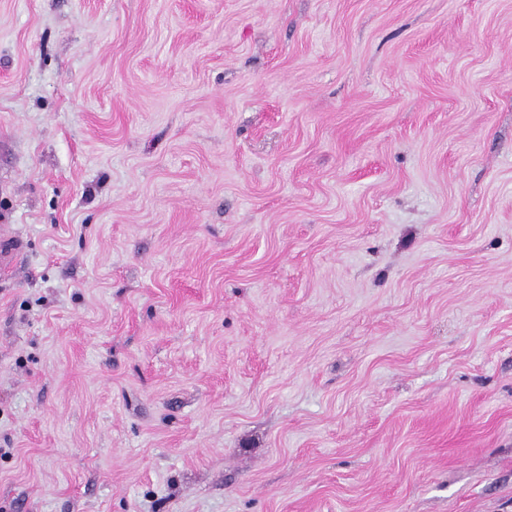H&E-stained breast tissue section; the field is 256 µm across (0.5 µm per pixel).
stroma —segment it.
Returning <instances> with one entry per match:
<instances>
[{
	"instance_id": "35a3bbf8",
	"label": "stroma",
	"mask_w": 512,
	"mask_h": 512,
	"mask_svg": "<svg viewBox=\"0 0 512 512\" xmlns=\"http://www.w3.org/2000/svg\"><path fill=\"white\" fill-rule=\"evenodd\" d=\"M0 512H512V0H0Z\"/></svg>"
}]
</instances>
